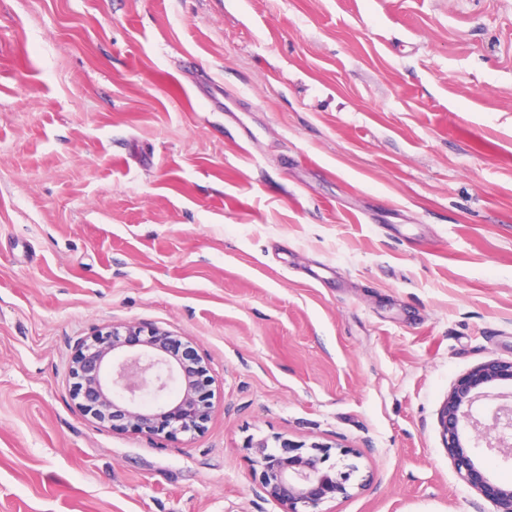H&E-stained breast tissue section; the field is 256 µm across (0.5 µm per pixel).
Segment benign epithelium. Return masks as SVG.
<instances>
[{
	"instance_id": "7a95c632",
	"label": "benign epithelium",
	"mask_w": 512,
	"mask_h": 512,
	"mask_svg": "<svg viewBox=\"0 0 512 512\" xmlns=\"http://www.w3.org/2000/svg\"><path fill=\"white\" fill-rule=\"evenodd\" d=\"M74 397L85 414L114 430L146 434L201 432L211 416L210 385L203 358L181 337L158 327L110 325L85 340L71 367ZM179 383L175 395L169 385ZM512 382V361L488 360L460 376L439 412V423L460 479L477 489L495 512H512V485L492 482L472 458L463 435L512 461V391L495 388ZM260 469L256 495L283 512H319V506L348 496L356 467L338 470L323 463L330 448L311 450L288 440L268 451V441L247 445Z\"/></svg>"
}]
</instances>
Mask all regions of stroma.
<instances>
[{"label":"stroma","mask_w":512,"mask_h":512,"mask_svg":"<svg viewBox=\"0 0 512 512\" xmlns=\"http://www.w3.org/2000/svg\"><path fill=\"white\" fill-rule=\"evenodd\" d=\"M123 323L191 341L204 431L71 392ZM512 360V0H0V512H494L438 413ZM247 450L260 469L256 495L276 502L283 512H322L317 510L327 501L348 496V482L356 467L346 465L336 470L323 463L329 447L312 445L311 451H303L302 445L288 440L280 441L279 451L269 452L268 441H251Z\"/></svg>","instance_id":"1"}]
</instances>
